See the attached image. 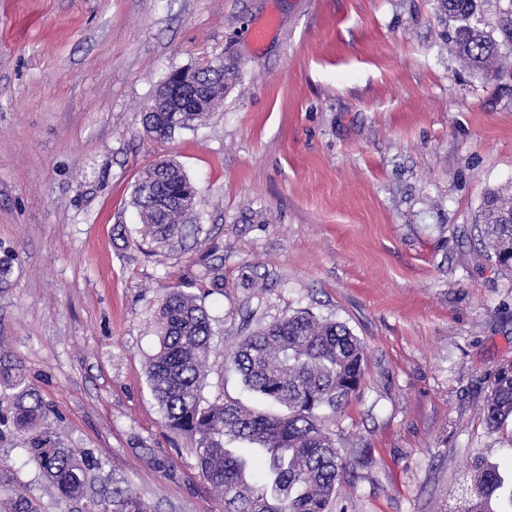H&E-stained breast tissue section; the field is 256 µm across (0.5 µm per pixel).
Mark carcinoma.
<instances>
[{"label": "carcinoma", "mask_w": 512, "mask_h": 512, "mask_svg": "<svg viewBox=\"0 0 512 512\" xmlns=\"http://www.w3.org/2000/svg\"><path fill=\"white\" fill-rule=\"evenodd\" d=\"M488 0H436L442 37L473 74L495 78L512 58V4L491 15ZM234 66L197 70L206 89L205 112H174L155 99L143 114L148 134L170 137L203 121L228 92ZM132 203L151 251L186 249L200 232L188 223L198 204L197 191L182 167L159 159L146 166L135 184ZM478 222L497 265L512 271V190L491 188L483 196ZM15 254L0 255V288L9 284ZM204 276L217 291L224 287L222 265L204 263ZM211 318L198 299L179 287L163 294L157 318L158 348L146 373L165 425L195 443L200 476L224 495V512H331L336 489L349 463L318 422V413L342 409L362 381L364 348L343 323L319 320L299 310L250 331L225 353L224 360L244 384L286 413H256L236 401L211 402L203 394L211 355ZM14 390L0 413V440L13 436L55 490L59 512H150L149 505L123 478L105 473L108 463L92 454L75 455L49 423L50 410L26 382L22 362L0 356V385ZM489 430L512 421V363L500 368L483 407ZM256 449L266 480H250L248 460L226 441ZM501 485L496 467L478 459L470 487L457 512H487L485 499ZM0 508L40 512L38 502L0 464Z\"/></svg>", "instance_id": "cac0c4a2"}]
</instances>
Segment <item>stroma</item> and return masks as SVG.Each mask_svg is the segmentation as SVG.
Masks as SVG:
<instances>
[{"label": "stroma", "mask_w": 512, "mask_h": 512, "mask_svg": "<svg viewBox=\"0 0 512 512\" xmlns=\"http://www.w3.org/2000/svg\"><path fill=\"white\" fill-rule=\"evenodd\" d=\"M440 30L434 0H0V248L16 255L0 353L73 452L107 461L152 512H222L147 379L172 285L212 318L211 400L279 410L224 363L243 319L307 309L362 341L358 391L321 415L351 463L347 512H455L479 454L512 482L508 433L482 414L512 362V273L476 222L486 190L512 186V78L481 83ZM221 56L238 63L223 102L195 129L148 135L141 113L168 73ZM159 159L200 194L197 243L165 257L132 204ZM205 255L223 261L221 291ZM0 460L57 512L20 440Z\"/></svg>", "instance_id": "obj_1"}]
</instances>
